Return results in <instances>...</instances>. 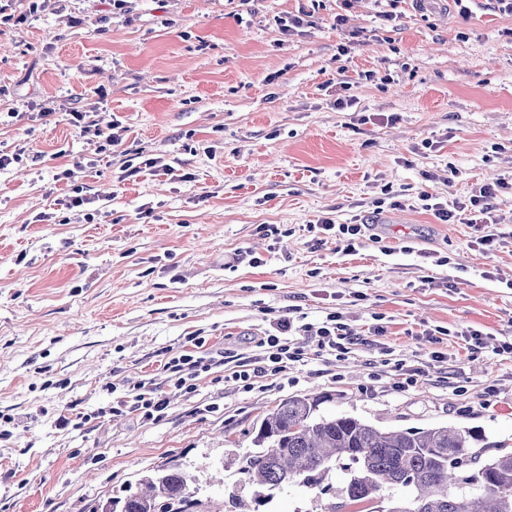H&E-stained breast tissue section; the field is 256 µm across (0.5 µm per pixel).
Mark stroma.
Listing matches in <instances>:
<instances>
[{"label":"stroma","instance_id":"35a3bbf8","mask_svg":"<svg viewBox=\"0 0 512 512\" xmlns=\"http://www.w3.org/2000/svg\"><path fill=\"white\" fill-rule=\"evenodd\" d=\"M30 4L0 0V153L24 152L0 170V512H94L158 467L233 512L253 497L239 467L257 425L293 395L512 449V14L494 0H400L394 22L384 0ZM114 129L121 145L102 149ZM147 158L170 172L124 177ZM495 182L491 248L482 225L437 223L417 199L452 207ZM385 186L399 205L375 210ZM77 188L93 220L68 208ZM323 214L375 215L378 240L344 253ZM291 310L341 312L353 345L298 336L302 360L243 391L226 357L253 362ZM195 337L213 364L188 393L165 365ZM402 366L420 370L404 391ZM141 384L168 399L161 420L112 413ZM343 481L288 484L263 512H313Z\"/></svg>","mask_w":512,"mask_h":512}]
</instances>
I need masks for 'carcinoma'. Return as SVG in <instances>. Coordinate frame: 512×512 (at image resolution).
<instances>
[{
    "instance_id": "cac0c4a2",
    "label": "carcinoma",
    "mask_w": 512,
    "mask_h": 512,
    "mask_svg": "<svg viewBox=\"0 0 512 512\" xmlns=\"http://www.w3.org/2000/svg\"><path fill=\"white\" fill-rule=\"evenodd\" d=\"M326 395H294L261 421L255 443L261 450L243 457L240 473L255 487L253 512L273 492L292 482L321 486L334 469L346 472L342 501L320 512H512V451L481 459L482 435L448 427L423 431H383L352 416H323ZM190 477L161 468L142 478L145 490L108 501L102 512H195L199 501ZM400 485L405 499L373 511L380 492Z\"/></svg>"
}]
</instances>
